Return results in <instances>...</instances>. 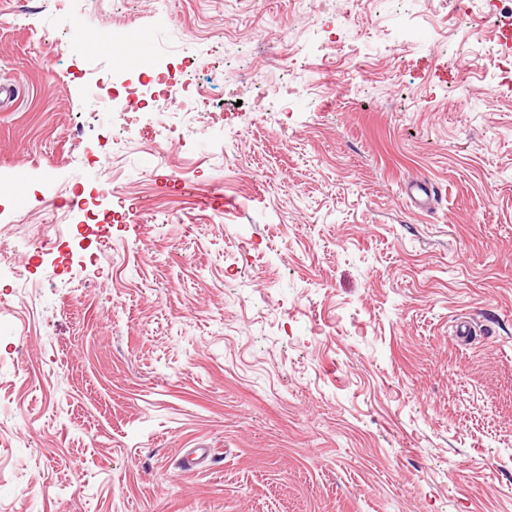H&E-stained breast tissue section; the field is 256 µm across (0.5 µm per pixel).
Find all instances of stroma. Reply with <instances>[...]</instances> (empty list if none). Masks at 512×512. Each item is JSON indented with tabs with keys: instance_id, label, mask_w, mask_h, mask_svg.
<instances>
[{
	"instance_id": "1",
	"label": "stroma",
	"mask_w": 512,
	"mask_h": 512,
	"mask_svg": "<svg viewBox=\"0 0 512 512\" xmlns=\"http://www.w3.org/2000/svg\"><path fill=\"white\" fill-rule=\"evenodd\" d=\"M464 26L512 0H0V180L59 242L0 268V512H512V85ZM171 40L213 101L164 143L97 102ZM287 65L314 91L253 113Z\"/></svg>"
}]
</instances>
